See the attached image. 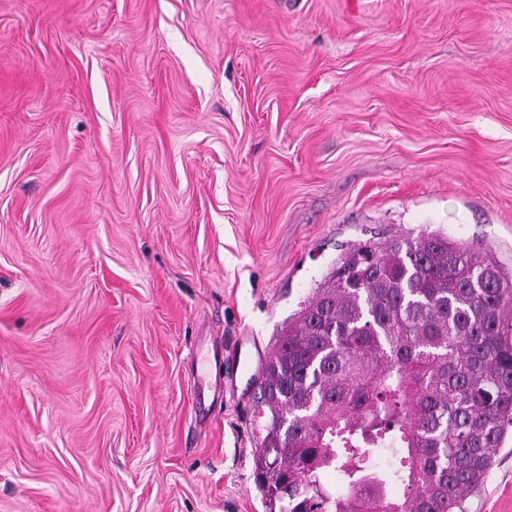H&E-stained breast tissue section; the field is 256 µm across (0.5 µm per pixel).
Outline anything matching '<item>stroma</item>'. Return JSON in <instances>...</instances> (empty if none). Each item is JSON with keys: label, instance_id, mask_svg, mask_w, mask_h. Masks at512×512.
<instances>
[{"label": "stroma", "instance_id": "obj_1", "mask_svg": "<svg viewBox=\"0 0 512 512\" xmlns=\"http://www.w3.org/2000/svg\"><path fill=\"white\" fill-rule=\"evenodd\" d=\"M425 230L512 271V0H0V512H266L214 348Z\"/></svg>", "mask_w": 512, "mask_h": 512}]
</instances>
